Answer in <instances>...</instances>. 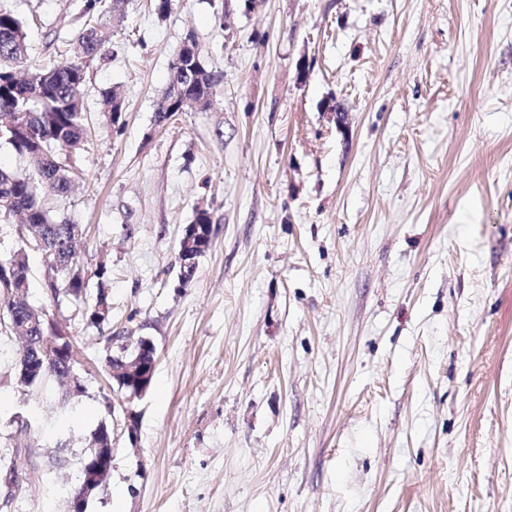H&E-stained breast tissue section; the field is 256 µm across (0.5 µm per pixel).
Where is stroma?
<instances>
[{"label": "stroma", "mask_w": 512, "mask_h": 512, "mask_svg": "<svg viewBox=\"0 0 512 512\" xmlns=\"http://www.w3.org/2000/svg\"><path fill=\"white\" fill-rule=\"evenodd\" d=\"M5 3L29 69L71 62L81 0ZM101 20L82 178L46 203L111 320L54 305L31 253L29 300L68 326L84 391L21 395L0 328V455L24 486L0 477V512H70L102 423L87 512H512V0H176L163 19L128 0ZM190 32L217 97L156 124ZM119 336L156 350L134 443L105 371ZM192 224L201 225V227L199 228V236L203 240L201 242V245L203 246L204 252L202 254H199V256L196 259V263H195L193 254L186 253L185 259H183L182 265H181L180 256L182 255L183 251L186 248V241L183 240V237L185 234V229H184V233L179 241L178 252H177V263L179 264V269H180L179 279H181L183 284H186L187 282H190L192 280L194 273L196 271L197 265H198L199 258L201 256H203L205 254L206 250L208 249L209 242H210V237H209L210 231L206 232V225H204V224H213V219H212L211 213L207 209H197L194 219L192 221ZM191 263H193V264L195 263V264L190 269H187L184 267L182 268V266H188ZM101 306L104 307V310H100ZM111 311V302L104 289L101 288L96 303L94 305L86 304L81 311V316L86 326L98 328L109 322ZM89 453V461L83 460L81 482L72 490V512H85L88 500L106 483L112 469V445L108 440L95 438Z\"/></svg>", "instance_id": "35a3bbf8"}]
</instances>
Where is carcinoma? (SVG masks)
I'll list each match as a JSON object with an SVG mask.
<instances>
[{
	"mask_svg": "<svg viewBox=\"0 0 512 512\" xmlns=\"http://www.w3.org/2000/svg\"><path fill=\"white\" fill-rule=\"evenodd\" d=\"M125 0H84L82 14L88 23L77 33L75 44L81 60L66 65L42 69L25 79L18 75L17 67L27 61L28 35L22 21L0 3V145L18 155L38 158L39 165L34 174H20L0 166V224L9 223L24 210L27 231L31 240L46 241L57 253L48 259H58L55 291L51 299L60 305L70 298L79 300L84 295V279L79 271V259L75 250L74 233L78 225L66 219L56 220L40 200L41 194L69 193L76 174L73 153L80 149L87 130V112L84 104L87 66L83 60L92 59L109 42L112 32L95 18L104 13H122ZM172 76L165 94L157 104V122L163 123L176 113L183 111L184 100L193 102L204 99L200 110L212 107L220 78L207 66H198L192 53L179 48L171 65ZM108 109L103 113L106 122L120 133L124 121L122 95L116 90L106 94ZM193 223L200 225L199 236L203 249H208L210 237L206 225L213 223L206 209L196 210ZM0 304L7 311L6 331L13 332L18 325H25L30 336L53 333L56 325L44 320L47 311L23 303L18 309L13 297L28 298L30 273L28 251L18 248L9 256L0 258ZM111 302L105 291H100L96 303L87 304L81 311L87 326L97 328L109 322ZM57 363L48 360L36 366L38 374L17 385L27 394L47 387L63 390L57 378Z\"/></svg>",
	"mask_w": 512,
	"mask_h": 512,
	"instance_id": "1",
	"label": "carcinoma"
}]
</instances>
